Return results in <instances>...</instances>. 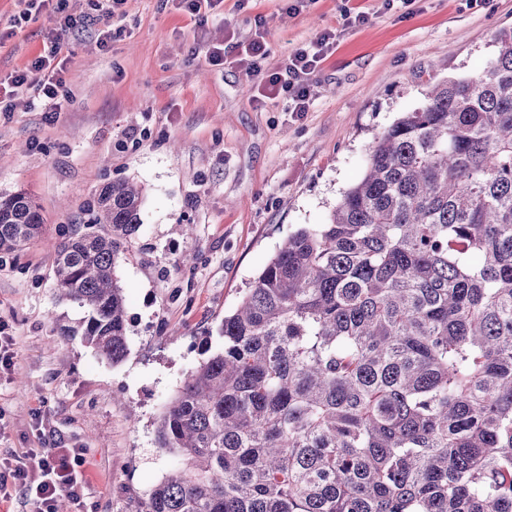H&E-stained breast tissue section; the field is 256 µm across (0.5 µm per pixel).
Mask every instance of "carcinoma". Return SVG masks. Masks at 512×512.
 Listing matches in <instances>:
<instances>
[{"label": "carcinoma", "instance_id": "carcinoma-1", "mask_svg": "<svg viewBox=\"0 0 512 512\" xmlns=\"http://www.w3.org/2000/svg\"><path fill=\"white\" fill-rule=\"evenodd\" d=\"M368 146L328 222L288 236L156 430L187 467L125 512H512V28ZM142 194L103 185L53 276L84 342L124 360L116 276ZM42 231L0 197V259Z\"/></svg>", "mask_w": 512, "mask_h": 512}]
</instances>
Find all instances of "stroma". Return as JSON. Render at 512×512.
<instances>
[{
	"instance_id": "stroma-1",
	"label": "stroma",
	"mask_w": 512,
	"mask_h": 512,
	"mask_svg": "<svg viewBox=\"0 0 512 512\" xmlns=\"http://www.w3.org/2000/svg\"><path fill=\"white\" fill-rule=\"evenodd\" d=\"M0 0V74L41 52L53 9ZM28 20H21V13ZM362 13L350 27L346 13ZM512 26V0H222L209 14L178 0H127L106 47L97 28L70 34L61 112L25 97L0 112V196L24 192L44 231L0 259V334L13 359L0 370V459L31 448L83 449L84 512H122L127 491L147 494L173 469L157 447L167 404L205 347H220L231 311L285 239L327 223L358 182L373 138L427 89L482 71L495 36ZM326 29L336 43L309 80L308 112L285 101L256 106L255 82L234 64L211 65L210 44L266 43V67ZM143 188L140 226L116 274L128 311V353L117 364L66 335L84 311L52 279L58 228L85 224L103 184Z\"/></svg>"
}]
</instances>
